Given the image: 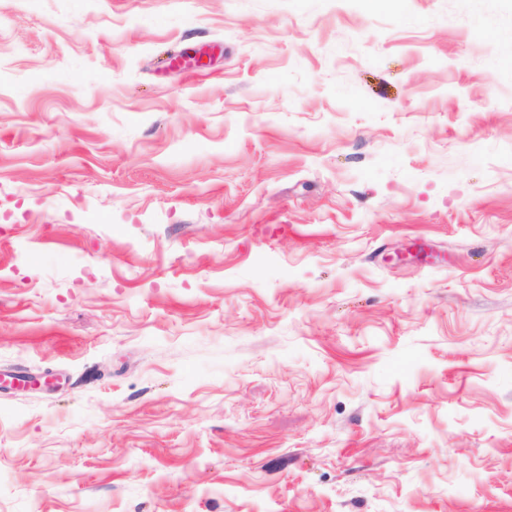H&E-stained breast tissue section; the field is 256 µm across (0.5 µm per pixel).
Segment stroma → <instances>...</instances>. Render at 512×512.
I'll return each mask as SVG.
<instances>
[{
  "label": "stroma",
  "mask_w": 512,
  "mask_h": 512,
  "mask_svg": "<svg viewBox=\"0 0 512 512\" xmlns=\"http://www.w3.org/2000/svg\"><path fill=\"white\" fill-rule=\"evenodd\" d=\"M0 512H512V0H0Z\"/></svg>",
  "instance_id": "stroma-1"
}]
</instances>
